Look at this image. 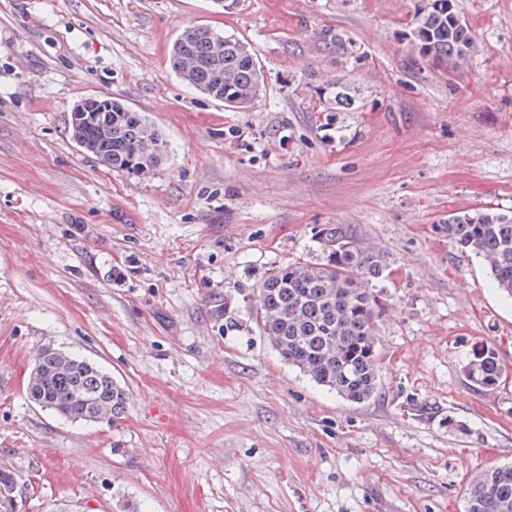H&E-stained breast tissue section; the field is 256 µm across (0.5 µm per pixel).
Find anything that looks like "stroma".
<instances>
[{
    "instance_id": "35a3bbf8",
    "label": "stroma",
    "mask_w": 512,
    "mask_h": 512,
    "mask_svg": "<svg viewBox=\"0 0 512 512\" xmlns=\"http://www.w3.org/2000/svg\"><path fill=\"white\" fill-rule=\"evenodd\" d=\"M422 0H0V461L20 512H465L512 465V298L435 224L512 211V0H455L468 67L421 58ZM247 39L265 89L228 109L172 72L187 26ZM357 108L328 112L336 82ZM109 95L162 133L148 175L69 132ZM349 227L384 256L378 394L353 404L284 363L247 291L325 261ZM53 345L130 389L123 419L34 404ZM496 350L500 386L463 372Z\"/></svg>"
}]
</instances>
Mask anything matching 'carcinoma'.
I'll return each instance as SVG.
<instances>
[{
    "mask_svg": "<svg viewBox=\"0 0 512 512\" xmlns=\"http://www.w3.org/2000/svg\"><path fill=\"white\" fill-rule=\"evenodd\" d=\"M414 49L434 64L458 70L475 39L455 0H423L412 31ZM172 71L188 86L228 108L245 109L260 96L263 70L251 44L209 25L186 27L168 51ZM356 90L336 82V111L352 109ZM90 112H72V140L109 169L146 175L161 161L166 142L141 113L110 96H97ZM452 245L473 253L489 268L499 290L512 297V212L458 210L435 226ZM324 263H289L271 270L253 294L255 320L282 361L316 384L364 403L380 384V304L372 283L386 277L379 252L363 247L343 224L320 230ZM464 373L491 390L503 370L495 351L473 349ZM36 405L70 422H114L128 412L130 393L97 363L44 346L27 382ZM31 481L0 463V512H17L16 494ZM466 512H512V466L493 467L471 480Z\"/></svg>",
    "mask_w": 512,
    "mask_h": 512,
    "instance_id": "1",
    "label": "carcinoma"
}]
</instances>
